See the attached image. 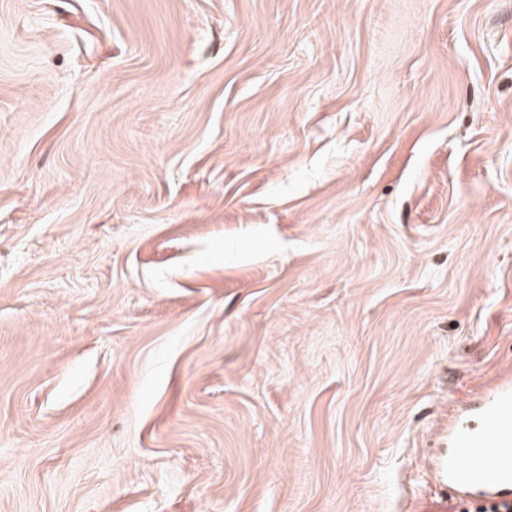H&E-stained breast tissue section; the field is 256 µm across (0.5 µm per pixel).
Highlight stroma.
Returning <instances> with one entry per match:
<instances>
[{
  "instance_id": "stroma-1",
  "label": "stroma",
  "mask_w": 512,
  "mask_h": 512,
  "mask_svg": "<svg viewBox=\"0 0 512 512\" xmlns=\"http://www.w3.org/2000/svg\"><path fill=\"white\" fill-rule=\"evenodd\" d=\"M512 369V0H0V512H457ZM442 440L445 449L433 457L434 469L440 484L460 494L458 505H497L499 512H511V372L491 380L473 405L460 409Z\"/></svg>"
}]
</instances>
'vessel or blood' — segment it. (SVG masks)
Wrapping results in <instances>:
<instances>
[{"mask_svg": "<svg viewBox=\"0 0 512 512\" xmlns=\"http://www.w3.org/2000/svg\"><path fill=\"white\" fill-rule=\"evenodd\" d=\"M443 441L433 458L440 484L453 486L459 503L512 512V374L491 380L460 409Z\"/></svg>", "mask_w": 512, "mask_h": 512, "instance_id": "1", "label": "vessel or blood"}]
</instances>
